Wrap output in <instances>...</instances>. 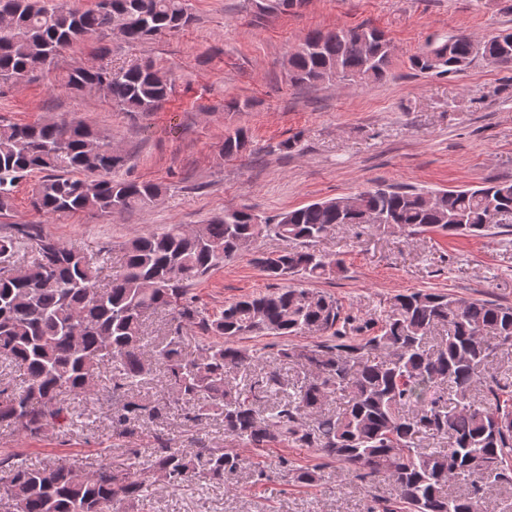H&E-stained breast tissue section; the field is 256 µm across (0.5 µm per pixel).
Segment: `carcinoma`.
I'll return each mask as SVG.
<instances>
[{
	"mask_svg": "<svg viewBox=\"0 0 512 512\" xmlns=\"http://www.w3.org/2000/svg\"><path fill=\"white\" fill-rule=\"evenodd\" d=\"M193 20L189 0H96L94 7H66L62 0H0V82L50 70L62 54L93 36L117 29L123 41L139 43L178 31ZM481 58L512 64V32L484 40L449 35L427 43L409 59L425 74L454 76ZM390 42L371 27L308 33L289 55L295 84L370 83L385 77ZM61 88L82 95L99 92L130 116L155 112L167 101L171 83L149 61L119 67H74ZM247 132L224 134V154L247 150ZM127 157L112 142L76 120L20 125L0 120V211L14 190L38 172L30 204L39 215L95 212L110 216L155 204L156 183L115 178ZM349 198L336 197L261 219L251 209H226L194 229L172 224L160 234L126 243L123 270L106 288L103 268L88 256L40 233L33 225L0 235V255L19 256L23 275H0V361L23 376L22 385L0 389V429L40 438L66 419L62 396H86L110 367L112 391L128 392L159 367L176 400L193 407L190 420L222 418L224 434L263 451L287 441L313 448L370 483L394 485V504L382 512H482L480 484H512V391L486 385L476 402L477 369L493 350H512V305L423 290L400 294L381 320L345 310L335 298L303 288L276 287L246 296L206 315L187 297V287L209 275L258 239L297 241L302 250L258 259L273 281L294 276L320 278L343 271L342 263L310 248L344 224L379 232L480 234L512 218V180L460 190H423L376 185ZM176 314L178 324H198L213 337L201 352H185L182 337L148 350L145 318ZM443 334L434 335L437 328ZM316 333L324 340L306 347L284 344L277 359L301 368L289 380L275 371L268 381L284 399L262 414L257 403L263 381L252 371L260 357L238 345L246 336L280 337ZM245 374L229 386L226 373ZM339 407L323 412L330 399ZM161 416V408L130 397L118 414L123 433L131 424ZM314 419V424L307 423ZM429 436L448 438L446 448H427ZM148 459L130 448L126 468L102 463L89 474L75 458L52 464L17 462L0 456V512H103L110 503L142 498L157 482L171 486L224 477L243 464L224 447L189 453L162 434L153 436ZM286 476L303 486L320 479L321 464L296 466L282 460Z\"/></svg>",
	"mask_w": 512,
	"mask_h": 512,
	"instance_id": "carcinoma-1",
	"label": "carcinoma"
}]
</instances>
